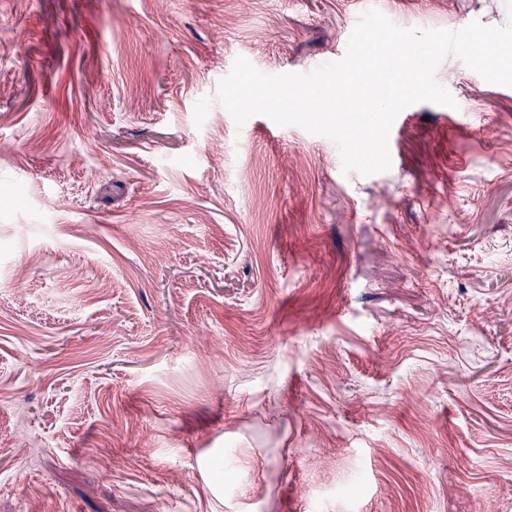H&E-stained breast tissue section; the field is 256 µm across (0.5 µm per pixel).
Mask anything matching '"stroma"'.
<instances>
[{
    "instance_id": "obj_1",
    "label": "stroma",
    "mask_w": 512,
    "mask_h": 512,
    "mask_svg": "<svg viewBox=\"0 0 512 512\" xmlns=\"http://www.w3.org/2000/svg\"><path fill=\"white\" fill-rule=\"evenodd\" d=\"M349 14L0 0V512H512V87L436 68L467 124L407 107L368 176L218 101L237 57L342 59ZM217 456L219 455H207L203 462L200 464V472L206 486V490L210 496L216 501L223 502L224 482L223 477L220 476L218 470L220 461L217 460L214 462Z\"/></svg>"
}]
</instances>
